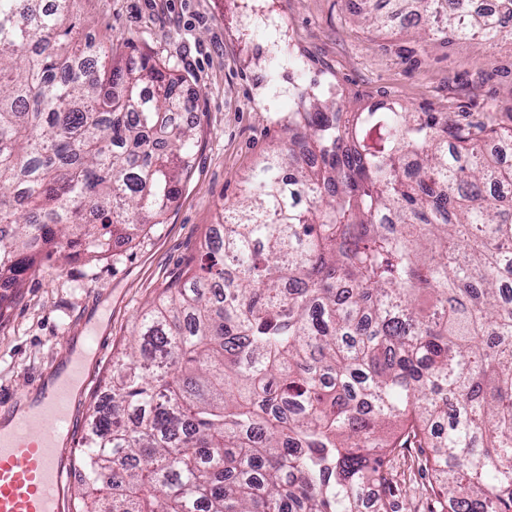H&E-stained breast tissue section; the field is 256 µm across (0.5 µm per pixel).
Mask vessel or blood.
<instances>
[{"mask_svg":"<svg viewBox=\"0 0 512 512\" xmlns=\"http://www.w3.org/2000/svg\"><path fill=\"white\" fill-rule=\"evenodd\" d=\"M105 342L95 327L72 337L33 394H0V512H69L73 389L86 385V360L100 357Z\"/></svg>","mask_w":512,"mask_h":512,"instance_id":"obj_1","label":"vessel or blood"}]
</instances>
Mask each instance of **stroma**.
I'll list each match as a JSON object with an SVG mask.
<instances>
[{"mask_svg":"<svg viewBox=\"0 0 512 512\" xmlns=\"http://www.w3.org/2000/svg\"><path fill=\"white\" fill-rule=\"evenodd\" d=\"M74 14L79 38H108L123 54L186 72L198 138L191 173L162 223L99 258L52 255L0 311V393L32 389L36 370L102 315L109 342L74 399L76 452L139 314L199 259L224 205L284 139L294 85L338 86L348 112L391 98L464 125L489 118L512 126L510 38L484 54L462 42L425 50L401 21L382 30L360 23L348 0H77ZM421 459L416 448L392 457L388 512H433L435 482Z\"/></svg>","mask_w":512,"mask_h":512,"instance_id":"obj_1","label":"stroma"}]
</instances>
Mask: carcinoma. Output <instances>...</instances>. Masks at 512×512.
Returning <instances> with one entry per match:
<instances>
[{"label": "carcinoma", "mask_w": 512, "mask_h": 512, "mask_svg": "<svg viewBox=\"0 0 512 512\" xmlns=\"http://www.w3.org/2000/svg\"><path fill=\"white\" fill-rule=\"evenodd\" d=\"M365 0L425 45L512 37L471 0ZM74 0H0V281L159 224L188 178V75L79 41ZM295 88L204 258L143 312L81 449L80 512H387L426 450L440 512H512V126Z\"/></svg>", "instance_id": "cac0c4a2"}]
</instances>
